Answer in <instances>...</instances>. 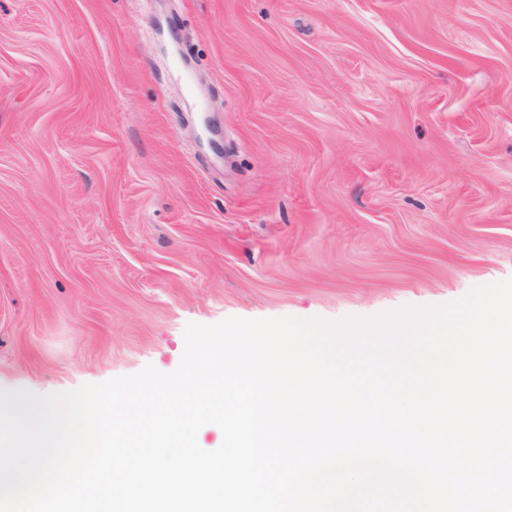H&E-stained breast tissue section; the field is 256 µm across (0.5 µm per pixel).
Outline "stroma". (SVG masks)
Here are the masks:
<instances>
[{
	"mask_svg": "<svg viewBox=\"0 0 512 512\" xmlns=\"http://www.w3.org/2000/svg\"><path fill=\"white\" fill-rule=\"evenodd\" d=\"M509 278L512 0H0V389Z\"/></svg>",
	"mask_w": 512,
	"mask_h": 512,
	"instance_id": "1",
	"label": "stroma"
}]
</instances>
